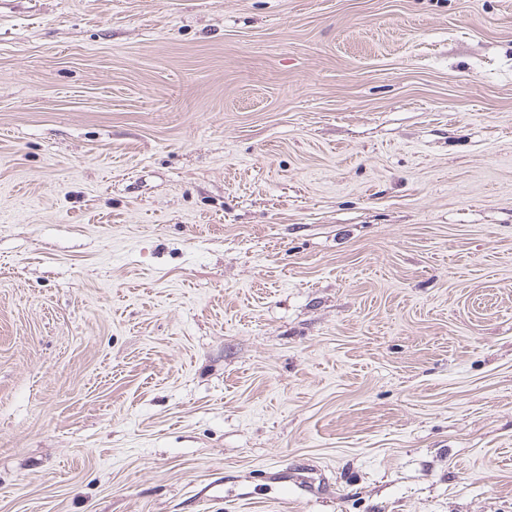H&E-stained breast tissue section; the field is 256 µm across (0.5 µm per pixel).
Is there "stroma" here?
<instances>
[{
  "label": "stroma",
  "instance_id": "1",
  "mask_svg": "<svg viewBox=\"0 0 512 512\" xmlns=\"http://www.w3.org/2000/svg\"><path fill=\"white\" fill-rule=\"evenodd\" d=\"M0 512H512V0H0Z\"/></svg>",
  "mask_w": 512,
  "mask_h": 512
}]
</instances>
